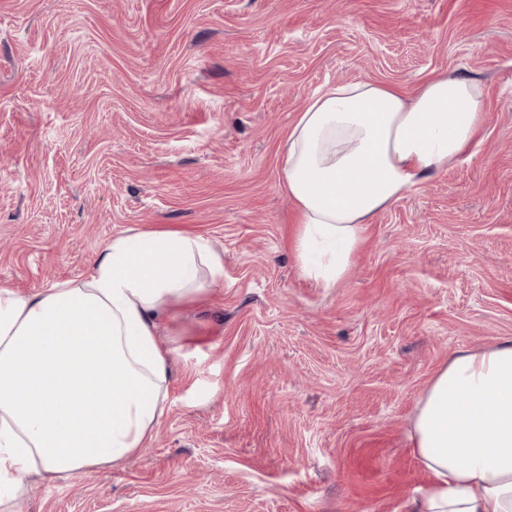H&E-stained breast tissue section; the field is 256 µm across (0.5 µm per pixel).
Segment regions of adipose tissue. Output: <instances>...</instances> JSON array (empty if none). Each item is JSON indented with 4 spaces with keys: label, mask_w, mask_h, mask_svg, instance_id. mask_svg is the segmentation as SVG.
<instances>
[{
    "label": "adipose tissue",
    "mask_w": 512,
    "mask_h": 512,
    "mask_svg": "<svg viewBox=\"0 0 512 512\" xmlns=\"http://www.w3.org/2000/svg\"><path fill=\"white\" fill-rule=\"evenodd\" d=\"M483 88L453 74L412 97L356 81L318 91L281 155L295 202L302 274L332 288L362 231L475 142ZM224 257L186 230L108 239L87 273L21 293L0 285V501L17 476L53 483L121 467L153 438L168 405L160 313L201 300ZM412 453L430 482L409 512H512V340L453 353L419 398Z\"/></svg>",
    "instance_id": "1"
}]
</instances>
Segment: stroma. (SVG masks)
Returning a JSON list of instances; mask_svg holds the SVG:
<instances>
[{
    "mask_svg": "<svg viewBox=\"0 0 512 512\" xmlns=\"http://www.w3.org/2000/svg\"><path fill=\"white\" fill-rule=\"evenodd\" d=\"M455 74L474 147L366 225L321 288L281 147L321 88ZM188 230L224 280L161 317L167 412L122 467L15 512H408L419 397L512 339V0H0V283L86 273L129 228Z\"/></svg>",
    "mask_w": 512,
    "mask_h": 512,
    "instance_id": "1",
    "label": "stroma"
}]
</instances>
